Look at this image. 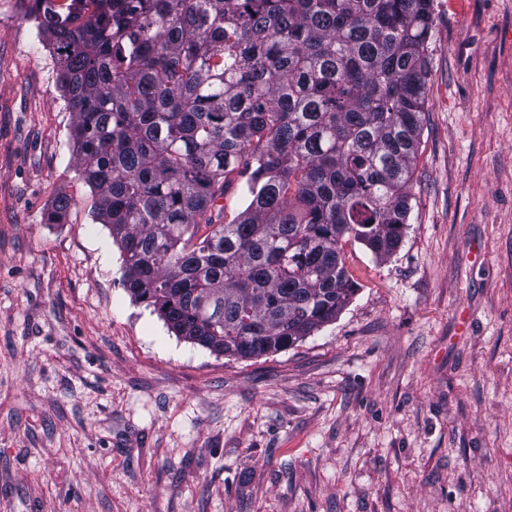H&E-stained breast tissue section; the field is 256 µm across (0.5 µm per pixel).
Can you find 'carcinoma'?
Returning <instances> with one entry per match:
<instances>
[{
	"instance_id": "carcinoma-1",
	"label": "carcinoma",
	"mask_w": 512,
	"mask_h": 512,
	"mask_svg": "<svg viewBox=\"0 0 512 512\" xmlns=\"http://www.w3.org/2000/svg\"><path fill=\"white\" fill-rule=\"evenodd\" d=\"M124 286L178 336L252 358L330 322L343 244H401L432 0H31ZM232 188L246 208L227 218ZM59 196L47 223H64Z\"/></svg>"
}]
</instances>
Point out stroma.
Wrapping results in <instances>:
<instances>
[{
    "label": "stroma",
    "instance_id": "obj_1",
    "mask_svg": "<svg viewBox=\"0 0 512 512\" xmlns=\"http://www.w3.org/2000/svg\"><path fill=\"white\" fill-rule=\"evenodd\" d=\"M432 10L402 243L345 245L336 320L237 358L124 287L53 49L0 0V512H512V0Z\"/></svg>",
    "mask_w": 512,
    "mask_h": 512
}]
</instances>
